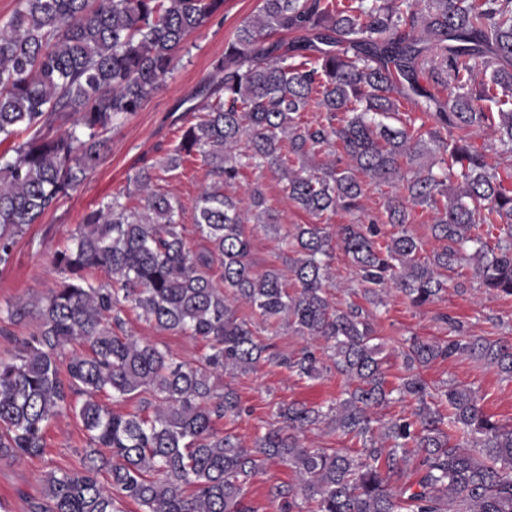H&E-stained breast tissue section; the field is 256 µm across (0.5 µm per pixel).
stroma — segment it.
Segmentation results:
<instances>
[{
	"label": "stroma",
	"instance_id": "obj_1",
	"mask_svg": "<svg viewBox=\"0 0 512 512\" xmlns=\"http://www.w3.org/2000/svg\"><path fill=\"white\" fill-rule=\"evenodd\" d=\"M256 6L257 0H225L223 16L213 19L191 37L189 51L182 54L173 78L139 112L109 132L108 151L84 184L44 215L40 223L30 225L17 237L8 264L0 265L1 308L20 299L33 302L45 299L61 280L54 266L56 252L69 244L87 212L105 206L142 169L152 170L155 189L177 198L183 208L184 224H192L196 199L211 178L197 160L184 163L173 172L160 167V160L177 143L174 107L209 73L212 61L224 52L225 40ZM255 185L263 189L282 230L308 223V216L282 195L271 172H247L242 188ZM390 192L386 185L369 186L362 211L328 214L324 222L333 228L339 224L374 221L379 224L382 236H389L392 228L385 222L383 204ZM328 292L342 306L370 305L348 258L340 250L332 262ZM384 302L376 327L387 359L388 378L392 381L402 373L400 350L404 339L413 333L427 339H448L450 330L445 317L463 322L470 336L489 339L512 336V297L486 293L475 279L468 281L465 289L448 288L441 299L423 307H412L405 297L392 290L387 291ZM124 318L127 333L169 350L177 360L193 361L206 352L204 342L159 330L140 319L134 310H126ZM422 376L435 388L453 382L471 386L482 396L489 414L502 423L512 424V381L502 380L493 369L469 355L460 354L452 360L430 364L423 368ZM217 384L229 386L239 395L244 412L232 429L249 441L274 422V412L279 406L291 402L327 404L340 394L344 381L333 372L315 379H301L263 361L253 370L224 375ZM46 440L43 456L14 463L0 461V506L5 512H33L34 504L40 500L41 479L46 472L79 467L86 434L78 420L70 416L55 418L49 425ZM293 480L288 467L268 463L248 487L246 500L255 512H278V504L269 491L275 485Z\"/></svg>",
	"mask_w": 512,
	"mask_h": 512
}]
</instances>
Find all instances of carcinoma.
Returning <instances> with one entry per match:
<instances>
[{
  "label": "carcinoma",
  "mask_w": 512,
  "mask_h": 512,
  "mask_svg": "<svg viewBox=\"0 0 512 512\" xmlns=\"http://www.w3.org/2000/svg\"><path fill=\"white\" fill-rule=\"evenodd\" d=\"M223 12L224 0H19L0 21V141L23 137L0 153V264L29 225L86 181L103 135L142 109L188 38ZM423 73L432 88L420 84ZM193 98L163 169L189 156L207 168L212 183L193 226L208 247H189L182 205L141 170L126 194L138 206L118 195L86 213L55 254L59 286L43 303L7 310L10 321L36 310L40 329L0 362V460L43 455L57 416L73 415L87 438L81 468L44 475L34 512H121L122 499L142 512H255L245 488L271 460L294 475L271 491L280 512L301 509L300 496L313 512H512V425L492 419L473 388L451 384L436 396L421 375L467 353L512 381V338L411 336L403 374L391 382L376 315L337 307L327 294L336 244L376 305L391 285L414 307L432 303L465 265L487 290L512 296V188L483 152L444 134L486 128L512 157V0H259ZM405 101L435 127L401 114ZM331 148L336 162L293 168ZM250 168L277 176L283 195L314 219L282 237L291 285L252 260L245 226L279 233L262 189L228 192ZM369 182L394 188L384 203L388 239L377 241L376 224L327 231L324 215L361 209ZM414 206L432 215L440 246L429 253L407 228ZM95 268L112 285H93ZM125 302L159 330L204 341L208 353L178 362L124 333ZM239 303L323 342L345 378L325 408L278 407L277 425L251 448L216 428L243 409L215 379L262 360L301 379L328 366L308 346L292 357L269 352ZM101 395L134 408L116 410ZM404 401L410 410L374 415ZM321 424L357 447H305L301 438Z\"/></svg>",
  "instance_id": "1"
}]
</instances>
